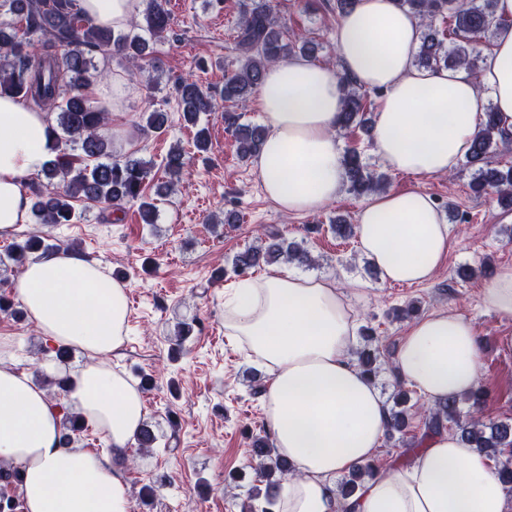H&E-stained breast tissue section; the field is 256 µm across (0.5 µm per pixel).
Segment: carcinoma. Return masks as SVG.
I'll return each mask as SVG.
<instances>
[{
  "instance_id": "obj_1",
  "label": "carcinoma",
  "mask_w": 512,
  "mask_h": 512,
  "mask_svg": "<svg viewBox=\"0 0 512 512\" xmlns=\"http://www.w3.org/2000/svg\"><path fill=\"white\" fill-rule=\"evenodd\" d=\"M396 5L421 20L424 28L417 54L418 64L429 70L464 68L476 76L482 69L480 55L473 43L491 41L505 20L496 15V0H395ZM167 0H150L143 23L134 28L149 33L144 37L131 31L116 33L109 27L92 23L84 14L81 0H4L13 20L0 23V96L18 97L30 105L55 114V124L49 133L64 140L72 152L60 148L41 170L43 180L32 186L31 215L39 224L59 226L73 224L81 218L76 203H94L106 209H119L126 204L138 205L143 223L153 224L157 204L148 195L153 163L141 158L113 157L112 139L103 133L110 122V112L86 93L90 85L93 58L96 55L122 56L132 67L141 68L153 63L154 43L165 38L171 17ZM441 16L452 26L448 43L433 21ZM312 40L301 34H288L273 13L269 0H251L241 16L234 39L235 58L231 68L224 71V102L236 104L256 94L266 69L290 55L316 57ZM343 107L338 125L366 126L371 103L361 88L348 78H341ZM183 119L193 126L200 115L212 111L211 95L190 77L176 88ZM224 124L234 129L239 157L247 161L261 149L265 128L258 124H242L236 111L224 108ZM512 148V138L500 127L493 109L485 112L481 127L472 140L467 165L475 168L471 191L482 196L493 189L503 208L512 209V166L506 169L484 168L487 157L499 150ZM347 179L351 190L364 195L383 187L385 177L368 169L361 153L349 149L345 153ZM186 167L185 154L172 148L164 159V169L170 177L180 179ZM60 248L46 244L38 235L13 243L8 258L18 268L25 266L36 253H48ZM282 259L298 265L310 264L308 252L296 243L272 242L255 246L236 254L232 270L239 276L262 263ZM380 353L365 347L359 355V367L370 377H376ZM487 393L479 389L471 396L448 399L423 409V431L409 435L411 407L408 391L399 388L392 396L390 418L386 427L389 438L399 435L407 445L421 446L431 436L448 427L470 448H475L496 462L499 478L512 491V422L485 420L480 417ZM63 440L75 444L87 431L80 416L60 407ZM158 436L148 423L137 437V448L149 452L155 448ZM255 470L265 489H256L253 500L263 505L250 506V512H272L276 505L274 490L291 471L288 461L280 458L267 439L255 440L252 448ZM371 464L353 469L340 484L343 497L352 496L374 475Z\"/></svg>"
}]
</instances>
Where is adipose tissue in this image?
Segmentation results:
<instances>
[{
	"mask_svg": "<svg viewBox=\"0 0 512 512\" xmlns=\"http://www.w3.org/2000/svg\"><path fill=\"white\" fill-rule=\"evenodd\" d=\"M142 3L82 0V7L119 31ZM420 34L419 18L394 0H357L336 27L337 66L291 57L267 68L259 93L266 140L253 164L281 212L318 210L344 186L341 76L380 92L373 150L392 171L454 172L490 109L512 134V26L497 31L476 78L462 68L416 67ZM51 122L22 99L0 97V235L30 221L24 178L52 153ZM355 235L382 283L423 284L447 254L451 226L426 193L390 191L363 204ZM12 288L49 343L98 356L70 373L63 401L111 448L98 455L61 444L58 409L43 385L16 369L15 337L0 335V464L23 475V512H129L128 450L146 409L135 381L105 362L127 334V284L86 256L54 251L31 260ZM224 333L267 375L266 432L293 464L277 512H512L494 466L445 432L429 438L410 467L387 469L340 496L339 476L376 458L388 407L350 355L357 324L336 278L280 267L240 280L224 292ZM393 373L429 405L477 389L481 349L472 323L447 312L414 321Z\"/></svg>",
	"mask_w": 512,
	"mask_h": 512,
	"instance_id": "adipose-tissue-1",
	"label": "adipose tissue"
}]
</instances>
